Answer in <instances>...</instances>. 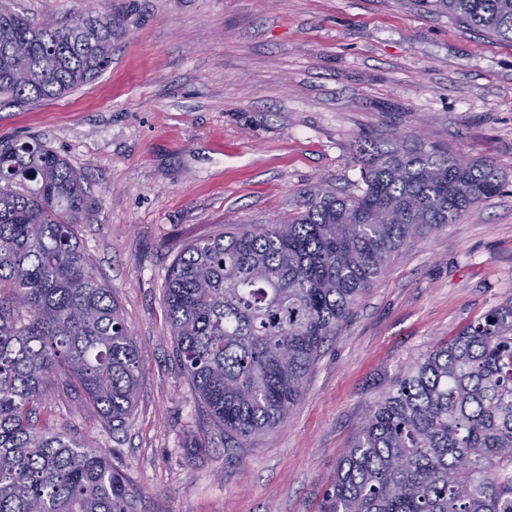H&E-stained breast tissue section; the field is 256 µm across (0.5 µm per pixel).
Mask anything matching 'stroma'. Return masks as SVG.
<instances>
[{"label": "stroma", "instance_id": "obj_1", "mask_svg": "<svg viewBox=\"0 0 512 512\" xmlns=\"http://www.w3.org/2000/svg\"><path fill=\"white\" fill-rule=\"evenodd\" d=\"M33 21L89 9L125 33L95 80L0 109L91 188L77 227L142 362L112 429L75 395L40 426L100 450L135 512H318L341 451L395 374L512 301V43L419 0H0ZM403 136L497 165L501 191L395 252L312 365L282 426L225 449L176 354L164 300L189 242L267 224L316 185L360 193L354 148ZM205 442L196 450V442Z\"/></svg>", "mask_w": 512, "mask_h": 512}]
</instances>
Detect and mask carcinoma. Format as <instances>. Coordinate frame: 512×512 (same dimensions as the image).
<instances>
[{
    "mask_svg": "<svg viewBox=\"0 0 512 512\" xmlns=\"http://www.w3.org/2000/svg\"><path fill=\"white\" fill-rule=\"evenodd\" d=\"M512 42V0H423ZM110 12L33 23L0 10V107L55 99L112 62ZM364 189L309 191L285 221L188 244L165 303L183 369L228 448L281 424L310 365L391 255L499 193L491 160L360 147ZM80 172L40 141L0 143V512H131L107 457L37 427L59 392L105 423L132 413L142 370L112 289L75 230ZM320 512H512V303L489 309L395 378L343 449Z\"/></svg>",
    "mask_w": 512,
    "mask_h": 512,
    "instance_id": "cac0c4a2",
    "label": "carcinoma"
}]
</instances>
